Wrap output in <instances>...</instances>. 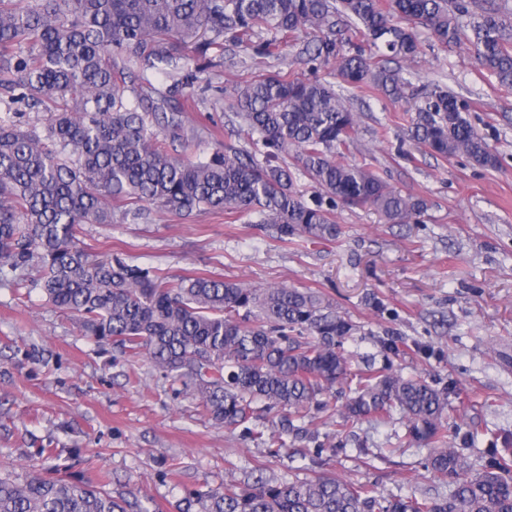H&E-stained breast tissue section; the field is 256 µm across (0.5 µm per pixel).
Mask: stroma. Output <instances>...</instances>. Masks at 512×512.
Masks as SVG:
<instances>
[{"label": "stroma", "mask_w": 512, "mask_h": 512, "mask_svg": "<svg viewBox=\"0 0 512 512\" xmlns=\"http://www.w3.org/2000/svg\"><path fill=\"white\" fill-rule=\"evenodd\" d=\"M419 40V54L404 64L417 90L410 102L347 90L359 128L345 152L424 198L418 223L388 224L372 210L340 206L336 242L286 245L244 216L155 209L131 221L122 217L125 202L116 201L113 223L85 225L81 242L171 276L196 271L317 291L356 326L343 343L352 371L389 364L450 387L448 441L477 472L493 449L512 447V90L479 66L468 45H441L424 31ZM305 45L301 37L265 56L248 43L225 44L223 60L209 70L211 89H191L214 122L204 126L197 113H185L187 136L177 151L257 152L256 138L219 91L274 71L325 77L309 67ZM438 85L465 100L497 167L435 156L409 137L425 93ZM346 395L337 389L325 408L295 422L283 445L251 440L215 424L147 359L83 336L40 289L22 295L0 276V471H72L149 512H179L187 489L219 486L231 474H332L383 497L451 495L455 482L427 467L428 448L397 450L402 420H363L350 436L336 437ZM362 444L375 455L371 464L358 456ZM42 448L56 449V458H40Z\"/></svg>", "instance_id": "35a3bbf8"}]
</instances>
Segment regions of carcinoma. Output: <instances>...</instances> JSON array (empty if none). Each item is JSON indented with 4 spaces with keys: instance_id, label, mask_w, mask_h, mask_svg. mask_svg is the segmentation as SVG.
<instances>
[{
    "instance_id": "cac0c4a2",
    "label": "carcinoma",
    "mask_w": 512,
    "mask_h": 512,
    "mask_svg": "<svg viewBox=\"0 0 512 512\" xmlns=\"http://www.w3.org/2000/svg\"><path fill=\"white\" fill-rule=\"evenodd\" d=\"M352 20L366 46L342 36ZM438 43L467 41L479 65L512 87V17L476 0H0V273L74 317L84 335L145 355L198 407L227 429L249 427L259 411L305 419L336 385L349 388L338 432L362 418L398 414L404 438L430 448L432 469L457 478L448 499L378 497L366 485L323 474L302 480H230L186 492L181 512H512V454L481 472L448 446V393L423 378L384 367L354 373L336 342L353 325L308 288H257L209 275L168 276L160 269L103 257L80 243L85 224H110L112 201L175 216L247 215L287 243L333 242L334 207H368L388 224L427 210L366 163L344 160L356 115L332 82L264 74L229 95L262 158L224 147L207 159L172 157L166 143L185 136L181 114L152 120L170 99L205 77L211 49L259 39L270 55L288 38L316 37L313 67L363 93L394 102L413 83L382 63L410 59L418 29ZM196 55L184 52L188 44ZM121 58L112 62V56ZM173 83L164 91L153 78ZM42 109V128L21 117ZM414 140L447 158L464 155L494 168L498 158L466 118V105L437 87L418 108ZM295 151L299 174L328 203L307 202L293 173L277 165ZM0 512H127L126 502L82 479L0 474Z\"/></svg>"
}]
</instances>
